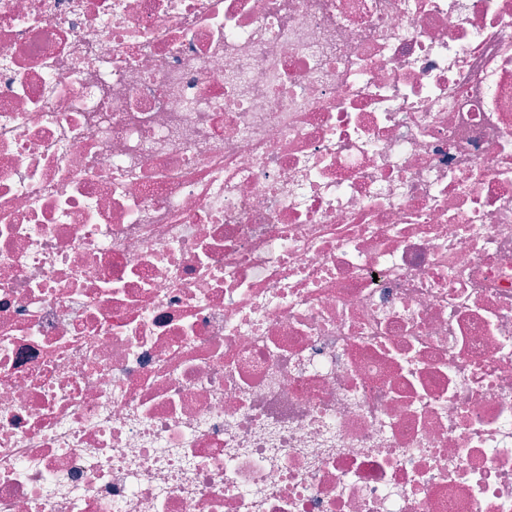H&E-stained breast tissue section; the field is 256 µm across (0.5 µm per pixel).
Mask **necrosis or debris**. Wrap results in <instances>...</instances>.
Returning <instances> with one entry per match:
<instances>
[{
	"label": "necrosis or debris",
	"mask_w": 512,
	"mask_h": 512,
	"mask_svg": "<svg viewBox=\"0 0 512 512\" xmlns=\"http://www.w3.org/2000/svg\"><path fill=\"white\" fill-rule=\"evenodd\" d=\"M0 512H512V0H0Z\"/></svg>",
	"instance_id": "4bbe7bcc"
}]
</instances>
